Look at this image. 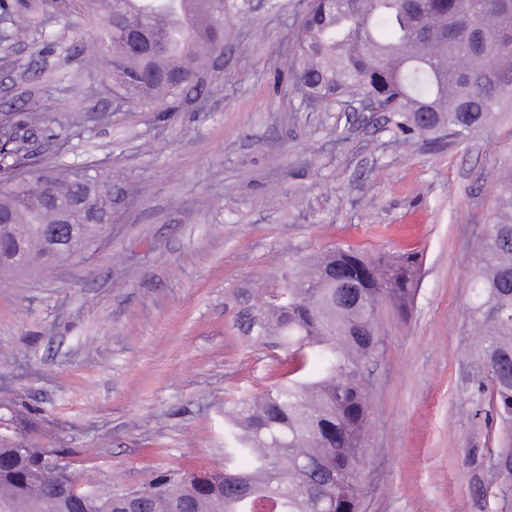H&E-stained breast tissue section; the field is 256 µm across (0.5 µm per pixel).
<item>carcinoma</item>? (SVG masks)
Returning <instances> with one entry per match:
<instances>
[{
	"instance_id": "obj_1",
	"label": "carcinoma",
	"mask_w": 512,
	"mask_h": 512,
	"mask_svg": "<svg viewBox=\"0 0 512 512\" xmlns=\"http://www.w3.org/2000/svg\"><path fill=\"white\" fill-rule=\"evenodd\" d=\"M125 0H104V38L112 78L130 102L174 103L190 86L198 50L224 46L223 10L246 0H199L205 21L162 28L154 14L182 0H140L131 15ZM145 35L138 55L125 34ZM469 68L458 66L460 57ZM293 88L308 101L372 100L392 115L394 134L465 141L493 127L512 99V0H306L294 36ZM0 175V252L44 249L40 225L66 210L74 229L48 265L94 242V223L81 199L101 183L88 166L53 170L22 161L13 138ZM479 268L469 285L477 392L503 421L512 422V176L499 187L482 240ZM421 260L415 251L368 254L338 245L283 277V286L254 296L236 293V330L265 349L283 351L281 381L259 397H241L224 411V467L165 468L142 486L83 490L82 512H357L364 441L371 405L363 380L381 342L380 308L408 318ZM19 444L0 440V491L17 512H70L68 490L79 451L44 443L34 409L0 396V417ZM60 461L52 478L43 470Z\"/></svg>"
}]
</instances>
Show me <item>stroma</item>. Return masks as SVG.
Listing matches in <instances>:
<instances>
[{"label":"stroma","instance_id":"35a3bbf8","mask_svg":"<svg viewBox=\"0 0 512 512\" xmlns=\"http://www.w3.org/2000/svg\"><path fill=\"white\" fill-rule=\"evenodd\" d=\"M0 113L66 124L32 161L91 165L112 224L51 270L0 280V396L45 416L76 475L142 485L224 465V407L282 370L234 327L232 294L274 288L342 244L423 257L412 312L382 310L359 512H512V425L489 414L466 357L468 284L512 110L464 142H400L379 112L302 104L287 80L303 0L224 18V58L168 112L117 98L98 0H12Z\"/></svg>","mask_w":512,"mask_h":512}]
</instances>
